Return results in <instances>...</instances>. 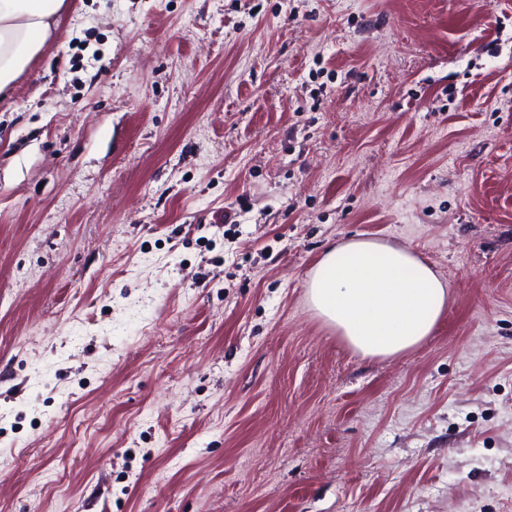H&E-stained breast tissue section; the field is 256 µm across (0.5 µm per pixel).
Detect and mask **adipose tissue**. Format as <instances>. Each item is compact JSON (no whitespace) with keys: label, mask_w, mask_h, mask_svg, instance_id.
<instances>
[{"label":"adipose tissue","mask_w":512,"mask_h":512,"mask_svg":"<svg viewBox=\"0 0 512 512\" xmlns=\"http://www.w3.org/2000/svg\"><path fill=\"white\" fill-rule=\"evenodd\" d=\"M64 0H0V93L45 47ZM306 303L353 353L386 359L422 345L448 307V285L410 249L356 236L329 247Z\"/></svg>","instance_id":"obj_1"}]
</instances>
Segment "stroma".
Wrapping results in <instances>:
<instances>
[{"label": "stroma", "instance_id": "obj_1", "mask_svg": "<svg viewBox=\"0 0 512 512\" xmlns=\"http://www.w3.org/2000/svg\"><path fill=\"white\" fill-rule=\"evenodd\" d=\"M358 234L448 283L421 347L309 311ZM0 512H512V0H66L0 101Z\"/></svg>", "mask_w": 512, "mask_h": 512}]
</instances>
